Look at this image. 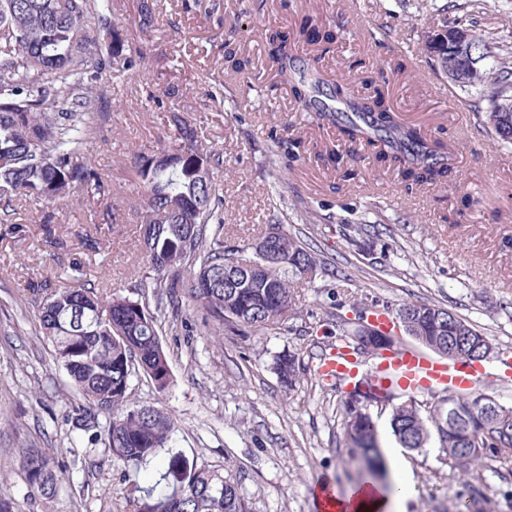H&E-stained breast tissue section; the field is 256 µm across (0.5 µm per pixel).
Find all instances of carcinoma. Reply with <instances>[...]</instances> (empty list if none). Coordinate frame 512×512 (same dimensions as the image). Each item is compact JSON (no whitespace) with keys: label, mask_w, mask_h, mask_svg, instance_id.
<instances>
[{"label":"carcinoma","mask_w":512,"mask_h":512,"mask_svg":"<svg viewBox=\"0 0 512 512\" xmlns=\"http://www.w3.org/2000/svg\"><path fill=\"white\" fill-rule=\"evenodd\" d=\"M109 0H0V194L4 207L13 200L51 204L67 195L85 194L108 204L112 183L92 161L88 143L91 121L99 111L96 84L107 79L111 59L125 57L144 68L150 57L134 48L108 16ZM157 7L139 0V42L156 30ZM478 62L467 91L481 87L488 103L486 124L498 143L510 144L503 130L512 114L499 111L512 99V61L498 58L489 66L486 41L475 36ZM269 55L277 76L288 83L301 112L335 125L343 138L370 150L379 163L394 162L411 191L456 179L449 152L416 127L392 115L381 86L389 74L379 72L374 95L359 98L338 82L319 97L324 81L306 82L291 54L290 35L269 36ZM172 145L138 154L133 161V190L143 197L144 223L139 225L145 270L124 294L71 273L29 284L39 296L35 317L39 335L67 372L82 398L71 416L72 431L91 445L101 443L112 457L142 464L160 453L167 467L139 495L131 512H251L239 482L221 467L194 465L172 448V416L156 406L130 399L131 378L141 372L160 392L172 382L169 360L160 340L161 318L182 301L197 306L206 324L233 334L278 329L295 306L297 280L317 272L316 253L300 238L278 237L283 258L239 257L224 244V200L210 177L222 155L199 143L190 122L174 117ZM100 224L75 231L82 247L98 249ZM239 268H230V263ZM399 311L405 332L419 346L454 360L480 361L493 348L490 340L453 312L434 303L407 302ZM274 370L291 388L299 381L297 357L278 356ZM367 392L391 408L389 427L399 447L421 451L434 444L448 460L472 468L480 477L494 463H512V406L488 410L471 395L439 398L422 415L413 395ZM109 420L101 423L100 415ZM344 447L359 470L377 476L385 460L370 406L341 401ZM22 471L31 492L51 500L65 480L55 455L42 450L24 453ZM454 512H486L476 491L462 496Z\"/></svg>","instance_id":"1"}]
</instances>
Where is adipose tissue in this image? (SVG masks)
<instances>
[{
  "mask_svg": "<svg viewBox=\"0 0 512 512\" xmlns=\"http://www.w3.org/2000/svg\"><path fill=\"white\" fill-rule=\"evenodd\" d=\"M391 476L397 487L395 494H382L377 487L366 484L356 494L325 500L319 508L321 512H405L411 486L410 474L398 464L394 466Z\"/></svg>",
  "mask_w": 512,
  "mask_h": 512,
  "instance_id": "ef3b65f1",
  "label": "adipose tissue"
}]
</instances>
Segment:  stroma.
<instances>
[{"instance_id": "stroma-1", "label": "stroma", "mask_w": 512, "mask_h": 512, "mask_svg": "<svg viewBox=\"0 0 512 512\" xmlns=\"http://www.w3.org/2000/svg\"><path fill=\"white\" fill-rule=\"evenodd\" d=\"M157 7L151 66L130 70L124 58L112 59L110 78L97 88L103 115L90 148L112 180L119 213L89 258L88 278L117 288L144 266L131 164L168 144L177 114L189 115L199 140L223 155L213 178L224 196L226 244L251 257L250 240L277 224L311 243L324 267L298 280L296 306L278 330L214 336L184 303L160 325L173 385L161 394L135 375L132 401L169 412L174 448L232 474L253 512H313L316 483L345 494L359 480L343 443L341 391L317 371L336 344L337 317L353 309L434 302L468 320L495 348L481 391L512 405V380L501 378L512 364V144L487 136L470 110L478 91L462 93L423 51L431 29L471 20L497 54L512 58V0H157ZM305 17L337 33L332 43L296 39L298 57L318 58L326 85L343 77L362 97L372 71L404 64L387 89L390 105L443 141L459 187L406 191L393 169L351 156L335 126L298 111L266 38L294 31ZM228 49L249 58L245 73L225 62ZM216 81L224 86L220 107L206 94ZM171 88L179 97H167ZM149 90L163 108L146 101ZM279 137L304 142L291 168L277 153ZM330 151L336 164L322 160ZM16 208L0 224V485L17 512H130L151 469L101 449L86 453L68 421L79 398L26 301L30 283L66 270L80 253L73 232L97 220V205L73 194L47 208L22 201ZM47 221L65 248L46 243ZM285 352L301 371L290 390L272 369ZM35 448L57 453L68 474L47 503L22 474L24 452ZM397 450L413 481L407 512H453L469 492L460 464L432 446ZM479 488L490 512H512V468L483 469Z\"/></svg>"}]
</instances>
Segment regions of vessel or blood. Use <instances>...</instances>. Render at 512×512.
I'll use <instances>...</instances> for the list:
<instances>
[{
	"label": "vessel or blood",
	"instance_id": "obj_1",
	"mask_svg": "<svg viewBox=\"0 0 512 512\" xmlns=\"http://www.w3.org/2000/svg\"><path fill=\"white\" fill-rule=\"evenodd\" d=\"M319 371L331 381L369 379L384 387H397L408 394L439 391L467 394L483 382L486 374L482 364L444 361L415 350L380 353L367 368L362 367L350 351L333 350L321 359Z\"/></svg>",
	"mask_w": 512,
	"mask_h": 512
}]
</instances>
